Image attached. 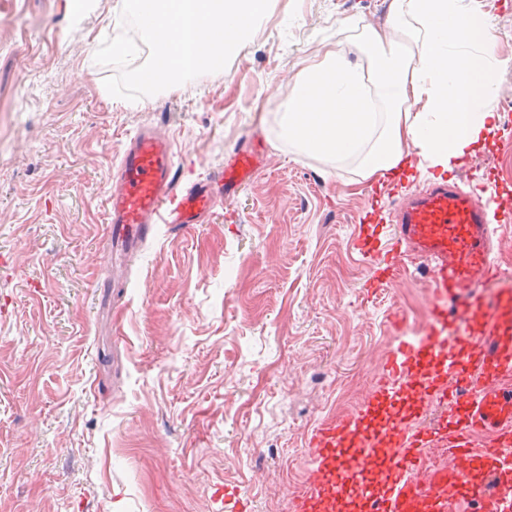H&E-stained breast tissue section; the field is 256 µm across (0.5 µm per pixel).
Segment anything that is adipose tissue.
<instances>
[{"label": "adipose tissue", "mask_w": 512, "mask_h": 512, "mask_svg": "<svg viewBox=\"0 0 512 512\" xmlns=\"http://www.w3.org/2000/svg\"><path fill=\"white\" fill-rule=\"evenodd\" d=\"M390 26L397 39L365 32L366 63L335 44L301 71L281 105V137L303 153L357 160L365 179L415 155L452 172L498 126L486 16L476 0H392Z\"/></svg>", "instance_id": "ef3b65f1"}]
</instances>
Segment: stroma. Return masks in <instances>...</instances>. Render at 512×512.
I'll return each mask as SVG.
<instances>
[{
  "instance_id": "obj_1",
  "label": "stroma",
  "mask_w": 512,
  "mask_h": 512,
  "mask_svg": "<svg viewBox=\"0 0 512 512\" xmlns=\"http://www.w3.org/2000/svg\"><path fill=\"white\" fill-rule=\"evenodd\" d=\"M123 0H0V512H291L310 431L361 408L374 370L415 335L420 263L368 292L360 224L428 181L389 186L352 160L293 152L277 112L325 44L364 60L391 0H270L224 71L130 102L95 63ZM502 66L499 126L468 157L493 212L512 211V0H478ZM174 142L181 184L240 148L253 180L202 223L156 225L124 285L104 199L129 139ZM266 474L255 482V468Z\"/></svg>"
}]
</instances>
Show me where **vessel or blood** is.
Segmentation results:
<instances>
[{"mask_svg": "<svg viewBox=\"0 0 512 512\" xmlns=\"http://www.w3.org/2000/svg\"><path fill=\"white\" fill-rule=\"evenodd\" d=\"M260 165L249 145L210 179L183 188L173 141L153 127L130 138L105 198L112 275L121 277L158 224H197L223 198L250 181ZM394 231L371 226L357 248L373 281L395 280L422 262L429 291L421 331L399 341L375 373L371 400L386 401L383 425L368 410L323 420L309 445L317 462L292 493L293 512H336L357 490L362 512H512V286L492 255L496 233L469 181L437 179L393 213ZM437 405L459 417L454 426L425 428L402 408ZM446 465L436 464L434 451ZM486 463L484 475L473 472Z\"/></svg>", "mask_w": 512, "mask_h": 512, "instance_id": "obj_1", "label": "vessel or blood"}]
</instances>
